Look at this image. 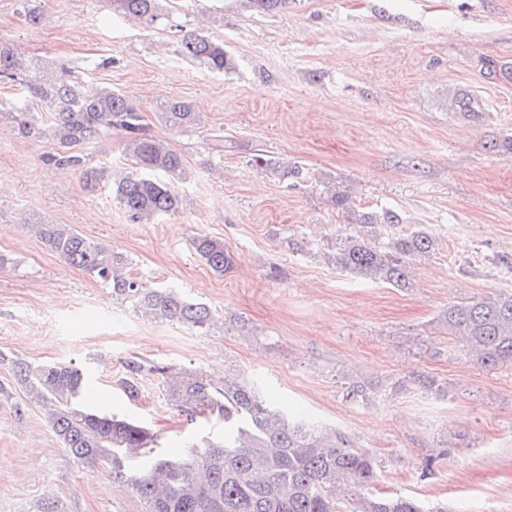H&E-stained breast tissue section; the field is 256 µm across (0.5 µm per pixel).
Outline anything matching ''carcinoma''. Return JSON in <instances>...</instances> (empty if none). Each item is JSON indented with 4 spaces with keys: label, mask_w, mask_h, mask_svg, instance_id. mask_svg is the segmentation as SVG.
I'll list each match as a JSON object with an SVG mask.
<instances>
[{
    "label": "carcinoma",
    "mask_w": 512,
    "mask_h": 512,
    "mask_svg": "<svg viewBox=\"0 0 512 512\" xmlns=\"http://www.w3.org/2000/svg\"><path fill=\"white\" fill-rule=\"evenodd\" d=\"M112 13L154 26L168 18L159 0H109ZM258 12L275 14L288 0H247ZM181 53L210 71L235 67L224 41L190 31L180 40ZM0 81L21 85L26 101L46 109L15 107L9 113L17 130L34 139L47 138L54 148L46 164L65 174H77L83 187L96 189L105 170L90 163L89 146L112 131L123 134L125 155L138 168L112 176L113 200L135 222L174 214L181 197L174 181L187 171L178 151L158 140L142 112L117 91L102 89L88 97L73 71L59 62L47 68L23 61L15 45L0 38ZM474 98L456 91L452 112H474ZM158 121L187 131L201 125L200 116L184 100L166 102ZM256 165L283 178L299 179V166L282 168L262 156ZM344 218L336 238V266L355 276L388 284L410 285V263L429 253L433 237L411 227L399 234L386 229L404 224L390 208H363L347 192L327 191ZM25 225L67 265L112 288V296L130 303L133 311L150 321L180 324L200 335L211 329L208 306L172 288H150L127 271L128 259L103 242L94 241L70 224ZM195 254L213 272L222 275L234 266L224 241L199 235L192 241ZM448 335L461 340L466 354L485 367L512 362V293L468 301H454L441 317ZM11 380L0 383V402L25 417L28 406L45 410L53 434L73 459L90 467L102 461L112 467L116 480L128 483L148 512H424L409 497L375 496L367 488L377 477L373 455L359 448L339 429L323 428L306 417H291L272 403L255 382L224 376L220 382L202 372L176 371L154 360L130 359L119 379L125 395L139 394V380L158 375L167 384V396L189 417L208 411L224 420V439L203 440L189 447L182 458L155 457L144 467L129 457L150 447L153 435L122 418L96 413L76 402L88 375L72 363L32 364L0 353ZM25 399L14 400V390Z\"/></svg>",
    "instance_id": "cac0c4a2"
}]
</instances>
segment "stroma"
<instances>
[{
  "label": "stroma",
  "mask_w": 512,
  "mask_h": 512,
  "mask_svg": "<svg viewBox=\"0 0 512 512\" xmlns=\"http://www.w3.org/2000/svg\"><path fill=\"white\" fill-rule=\"evenodd\" d=\"M39 26L18 0H0V38L41 63L64 61L84 86L109 87L152 117L181 98L202 124L156 137L188 161L174 216L136 223L111 184L88 191L46 166L52 143L0 120V351L88 373L84 403L131 419L174 457L223 422L186 420L162 379L131 401L118 386L126 359L143 357L223 379L254 381L275 403L346 432L378 464L377 491L444 504L448 512H512V365L467 359L442 328L449 302L512 292V0H290L273 15L241 0H161L160 31L113 18L106 0H36ZM222 39L236 66L212 73L179 52L183 32ZM466 90L475 112H450ZM306 176L288 185L256 167V153ZM402 212L435 240L400 290L353 277L334 261L341 223L326 186ZM73 225L128 255L129 271L206 303L204 335L137 316L111 289L60 261L24 224ZM199 233L224 240L235 265L218 275L195 254ZM425 375L444 397L418 390ZM376 389L346 402V384ZM147 512L107 465L88 468L62 448L31 407L0 405V512Z\"/></svg>",
  "instance_id": "stroma-1"
}]
</instances>
